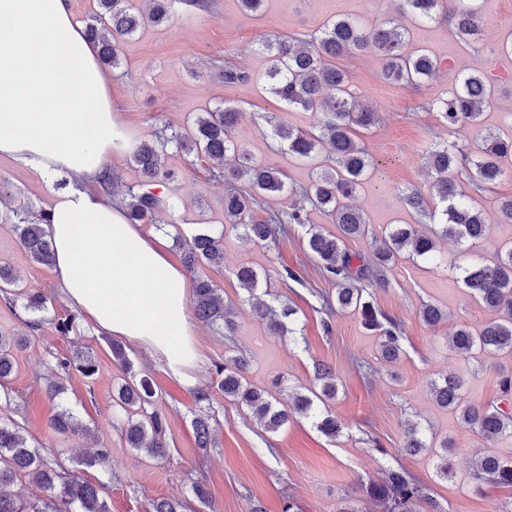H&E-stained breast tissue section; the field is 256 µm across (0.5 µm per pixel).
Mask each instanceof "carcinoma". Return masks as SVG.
Returning a JSON list of instances; mask_svg holds the SVG:
<instances>
[{"label":"carcinoma","instance_id":"cac0c4a2","mask_svg":"<svg viewBox=\"0 0 512 512\" xmlns=\"http://www.w3.org/2000/svg\"><path fill=\"white\" fill-rule=\"evenodd\" d=\"M180 0H142L135 7L132 0H97L93 22L86 28L87 38L98 48L104 66L118 68L117 47L135 35L147 22L160 24L168 19ZM400 14L420 24L446 22L451 33L463 42L475 39L484 19L478 9L479 0H397ZM409 30H402L386 21L367 26L358 17L342 15L328 21L320 35L300 41L291 36H276L262 46L266 59L264 76L270 80L269 90L288 109H299L316 118L306 129L292 126L272 116L271 135L297 160L315 164L317 154L329 145L330 164L316 173L306 187H293L279 169L256 160L236 142L233 129L238 112L231 106L199 113L193 120L190 137L181 134L158 136L153 142L128 144L130 160L138 167L142 183L151 185L170 179L162 157L168 145L196 154L211 163L208 177L227 184L224 194V229L240 230L245 240L266 242L288 233L289 226L306 227L309 250L320 262L325 279L335 286L334 298L324 300L325 332L331 331L336 313L351 310L359 313L364 326L380 338V359L397 360L404 353L403 330L399 322L376 307L369 288L387 282L390 272L404 256L413 260L436 259L438 243L444 239L472 247L486 236L488 227L477 197L492 191L505 173L512 168V131L504 134L486 131L477 144L478 150L468 152L457 141L442 140L425 153V164L431 172L429 195L418 190L402 194L409 210L418 219H430L435 228L419 232L412 224H395L375 246L372 258L366 260L347 247V242L366 236L370 220L365 212L351 204L362 186L377 172L379 163L359 140L362 131L377 124V113L360 105L349 89V77L338 60L363 52H372L380 59L382 75L394 82L418 87L430 79L438 61L422 48H408ZM495 99V86L483 74H467L456 91L437 101L438 117L448 135H456L467 127L479 124L485 108ZM288 197V207L273 209L267 199ZM126 216L132 224L153 219L161 200L149 192L131 188L123 194ZM319 210L336 224L338 232H324L309 221V212ZM12 227L20 246L31 260L42 266L55 264V250L50 232V218L43 211L37 220L31 219L29 207L11 210ZM174 241L180 249L185 269L194 277L195 307L198 320L218 329H233L230 311L217 295L215 283L202 268L224 259V233L208 229L184 235L176 222ZM448 276L469 290L470 297L484 309L497 314L478 328L461 324L453 334L454 349L464 358L491 354L512 355V241L502 245L490 259L479 258L465 263L451 261L444 266ZM240 288L255 296L259 287L258 272L243 265L235 273ZM0 293L24 300V308L43 312L50 298L39 291L22 288L7 264H0ZM257 313L267 319L273 334L287 331L284 319L292 315L288 309L277 314L256 305ZM419 318L435 328L448 321V311L435 304H424ZM57 333L68 336L77 333V316L68 314L54 320ZM22 341L0 333V389L10 400L9 380L16 368V351ZM314 381L321 388H306L297 392L293 403L283 405L268 390L254 387L243 376L246 360L232 356L216 366V386L224 399L250 411L267 432L276 433L294 415L312 419L324 435L335 438L342 424L325 405L337 394L336 377L331 367L317 361L313 365ZM75 370L86 379L94 378L99 370L91 353L80 351L72 358L58 357L49 365L47 390L56 398L64 390V377ZM463 381L457 374H448L429 383L433 400L442 408L458 413L461 423L487 442L512 436V410L499 402L471 403L462 395ZM155 391L146 378L132 379L112 394L113 405L124 412L122 434L131 448L143 449L156 458L168 455L164 440V419L158 411H145L154 402ZM51 429L60 435H74L86 430L73 411L65 406L50 419ZM197 447L205 450L216 444L209 412L199 411L193 418ZM425 451L436 454L437 469L446 477L452 471L448 456V439L439 442L427 439L420 424L405 431L399 452L413 456ZM86 469L101 472L103 479L92 483L78 470H69L48 456L39 445L31 444L12 421L0 419V512H109L103 492L112 482V465L107 448H96L79 463ZM26 478L41 494L25 499L8 491L18 480ZM189 490L194 498L206 504L211 491L205 476H188ZM470 483L483 486L512 488V456L485 454L469 472ZM363 497L379 507L380 512H441L431 497L429 488L404 466H392L378 480L360 484ZM151 512H183V501L162 498L153 501Z\"/></svg>","mask_w":512,"mask_h":512}]
</instances>
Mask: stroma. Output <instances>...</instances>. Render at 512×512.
<instances>
[{
    "label": "stroma",
    "mask_w": 512,
    "mask_h": 512,
    "mask_svg": "<svg viewBox=\"0 0 512 512\" xmlns=\"http://www.w3.org/2000/svg\"><path fill=\"white\" fill-rule=\"evenodd\" d=\"M481 7L489 24L473 46L453 37L444 24L412 29L413 46L428 49L441 63L420 88L385 80L370 53L339 62L356 96L381 116L379 125L365 132L363 139L382 167L356 200L374 229L413 222L402 193L414 188L427 191L424 154L447 136L431 102L452 92L462 74L478 70L495 76L497 87L496 102L486 109L481 128L465 132L469 146H476L482 129L504 128L506 113H512V56L497 51L500 40L512 31V0H483ZM394 9L393 0H265L259 14L248 16L239 0L183 4L166 23L145 25L121 43V65L110 72L112 96L130 136L141 141L153 140L163 125L189 133L196 113L220 104L235 107L240 112L236 140L257 160L284 171L290 183L305 185L311 180V169L278 148L266 118L274 113L304 128L311 118L288 110L269 92L260 44L281 33L310 39L328 19L345 14L361 16L368 24L379 22L392 16ZM227 63L250 72V80L225 83L221 70ZM164 165L173 179L155 191L170 198L175 208L160 212L152 230L167 241V252L176 261L180 252L171 244L175 229L188 234L201 226L221 230L225 186L206 181L190 156L175 148L167 149ZM55 191L53 181L35 169L0 157V213L22 202L36 212L48 210ZM497 195H512L511 173L482 199L489 230L474 256L493 257L500 244L512 240V223L500 221L493 209ZM0 261L13 269L21 287L53 299L41 315L40 330L34 332L29 328L33 313L22 302L0 297V332L27 341L26 348L16 354L17 369L10 381L14 399L0 402V418L17 422L29 439L69 467L87 449L109 448L114 478L105 499L110 512H150L152 501L161 497L184 499L185 512H250L255 506L262 512H282L289 497L301 512H340L348 505L356 512H378L362 500L358 484L381 477L383 470L397 464L429 486L443 512H512V488L478 490L467 480L478 455H512V439L482 440L454 413L438 407L429 389L430 379L457 373L465 380L467 400L498 399L500 377L512 371V358L466 359L450 348L449 339L459 324L477 326L490 320L491 314L472 301L462 284L432 264L401 260L389 274V286L372 289L374 303L401 321L404 329L405 353L388 364L379 358L377 336L362 326L357 314L337 313L332 332H324L321 296L333 286L322 277L307 249L304 227L293 226L288 236L255 245L227 234L223 263L206 267L205 273L221 288L232 310L234 333L228 338L197 323L200 363L187 384L131 342L125 349L133 368L124 371L112 358V335L95 329L85 317L77 319L79 335H58L53 320L67 314L70 306L58 294L54 270L34 264L20 247L11 223L1 221ZM241 265L262 274L260 287L269 306L294 308V334H271L265 322L253 315L248 294L234 275ZM286 268L297 271L299 281L282 280L280 274ZM427 302L447 309V322L434 329L422 324L418 310ZM86 348L98 359V374L88 380L72 373L65 392L51 400L44 380L48 364L54 357H70ZM238 355L248 361L246 378L261 387H276L284 403L312 380L314 361L330 363L338 392L329 408L345 423L343 434L328 438L310 420L298 416L286 429L268 433L250 412L225 402L217 392L211 410L217 445L205 452L197 448L192 419L198 408L192 389L206 387L217 364ZM131 375L149 378L157 394L158 409L166 419L167 458L129 448L122 437V417L112 405V392ZM61 404L79 415L85 432L63 438L50 429L49 418ZM410 420L451 441V477L437 476L431 453L399 454ZM196 469L209 478L211 506L185 495L187 476Z\"/></svg>",
    "instance_id": "35a3bbf8"
}]
</instances>
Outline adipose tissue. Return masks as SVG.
I'll return each mask as SVG.
<instances>
[{"mask_svg":"<svg viewBox=\"0 0 512 512\" xmlns=\"http://www.w3.org/2000/svg\"><path fill=\"white\" fill-rule=\"evenodd\" d=\"M123 127L109 75L66 0H0V156L89 183L57 193L49 210L62 297L181 378L200 361L186 277L156 234L91 186Z\"/></svg>","mask_w":512,"mask_h":512,"instance_id":"ef3b65f1","label":"adipose tissue"}]
</instances>
